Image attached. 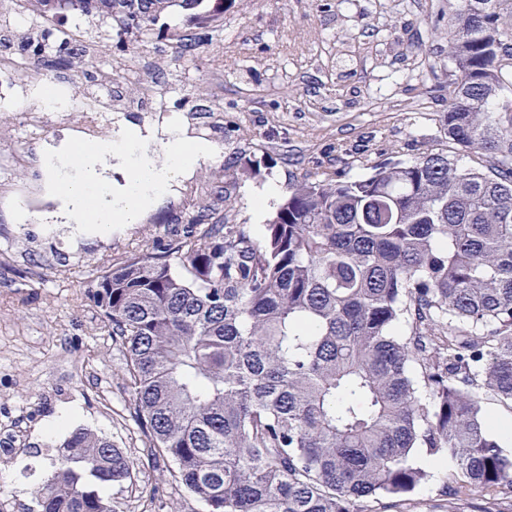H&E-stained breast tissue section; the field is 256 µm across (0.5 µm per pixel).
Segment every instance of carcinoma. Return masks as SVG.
Returning a JSON list of instances; mask_svg holds the SVG:
<instances>
[{"label":"carcinoma","instance_id":"carcinoma-1","mask_svg":"<svg viewBox=\"0 0 512 512\" xmlns=\"http://www.w3.org/2000/svg\"><path fill=\"white\" fill-rule=\"evenodd\" d=\"M51 20L142 30L194 11L191 56L223 13L207 0H23ZM448 142L351 180L295 181L257 240L204 204L177 240L109 264L92 300L126 350L133 417L206 512H390L450 458L448 512L512 502V451L481 402L512 410V0H454ZM37 64L73 68L63 39ZM182 255L186 274L167 262ZM134 462L81 429L36 512H113Z\"/></svg>","mask_w":512,"mask_h":512}]
</instances>
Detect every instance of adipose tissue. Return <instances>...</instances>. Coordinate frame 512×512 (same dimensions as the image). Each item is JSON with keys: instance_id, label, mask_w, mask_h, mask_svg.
<instances>
[{"instance_id": "ef3b65f1", "label": "adipose tissue", "mask_w": 512, "mask_h": 512, "mask_svg": "<svg viewBox=\"0 0 512 512\" xmlns=\"http://www.w3.org/2000/svg\"><path fill=\"white\" fill-rule=\"evenodd\" d=\"M217 147L186 140L177 124L165 138L131 124L116 136L59 150L49 166L61 204L46 214L50 224L97 225L109 231L115 224H133L144 209L167 194L173 183L204 159L216 158ZM117 164L124 182L114 185L105 175Z\"/></svg>"}]
</instances>
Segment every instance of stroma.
<instances>
[{
  "instance_id": "stroma-1",
  "label": "stroma",
  "mask_w": 512,
  "mask_h": 512,
  "mask_svg": "<svg viewBox=\"0 0 512 512\" xmlns=\"http://www.w3.org/2000/svg\"><path fill=\"white\" fill-rule=\"evenodd\" d=\"M209 42L174 59L178 35L192 30L189 11L173 8L150 29L123 31L97 16L66 18L75 44L92 63L70 72L71 108L51 116L46 137L28 142L22 115L38 111L39 88L18 81L15 105L0 102V155L15 154L12 186L0 185V512H26L43 479V458L82 429L112 441L136 463L132 485L113 487L114 512H205L175 477L171 462L147 455V439L129 409L126 355L104 331L88 288L101 271L176 239L196 210L199 187L224 188L229 223L254 237L290 183L342 173L364 175L387 158L410 160L424 147L448 144L439 114L448 97V0H224ZM20 0H0V59L29 69L26 38L44 20L18 24ZM123 99L107 104L113 125L161 129L176 119L186 136L220 148L201 161L138 223L105 234L87 225L72 235L57 224L14 220L27 209L20 187L37 189L42 212L56 197L43 157L83 138L84 99L108 96L114 80ZM160 87L166 111L143 92ZM261 173L242 175L246 161ZM278 190L263 212L255 201ZM59 430H49L52 422Z\"/></svg>"
}]
</instances>
